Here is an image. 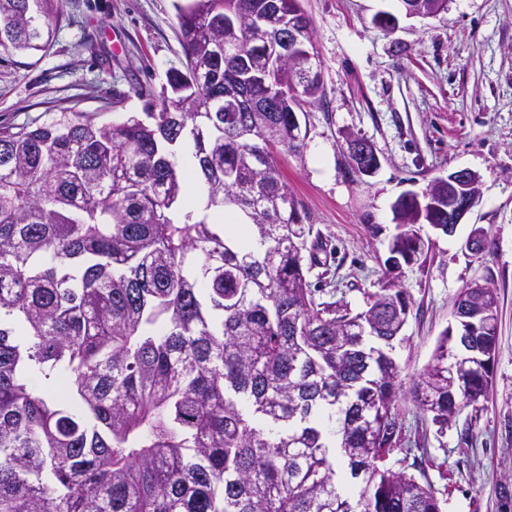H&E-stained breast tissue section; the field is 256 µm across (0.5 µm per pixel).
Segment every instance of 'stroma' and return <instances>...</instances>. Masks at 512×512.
<instances>
[{"instance_id":"1","label":"stroma","mask_w":512,"mask_h":512,"mask_svg":"<svg viewBox=\"0 0 512 512\" xmlns=\"http://www.w3.org/2000/svg\"><path fill=\"white\" fill-rule=\"evenodd\" d=\"M176 0H63L52 36L36 55H0V124L42 121L68 109L98 122L144 114L133 86L160 89L185 60ZM324 96L307 104L300 151H280V169L319 243L309 279L315 299L358 311L395 281L409 302L396 355L403 386L428 366L454 302L480 282L497 297V346L485 400L447 427L411 398L399 400L402 430L386 464L430 485L443 512H499L512 479V0H448L447 11L409 18L399 0H301ZM389 12L398 26L375 20ZM376 148L380 166L359 175L347 140ZM458 169L475 172L480 201L453 235L421 225L424 245L387 274L400 233L394 211ZM486 246L465 247L473 227Z\"/></svg>"}]
</instances>
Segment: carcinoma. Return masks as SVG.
<instances>
[{
	"label": "carcinoma",
	"instance_id": "carcinoma-1",
	"mask_svg": "<svg viewBox=\"0 0 512 512\" xmlns=\"http://www.w3.org/2000/svg\"><path fill=\"white\" fill-rule=\"evenodd\" d=\"M59 2L0 0V54L43 50ZM265 5H176L185 65L158 92L132 87L159 106L147 122L0 125V512H442L385 466L402 434V291L353 314L306 280L310 230L277 152L303 147L288 128L322 91L237 62L253 24L214 28ZM234 85L241 111H207ZM257 99L270 137L250 144ZM185 144L207 207L241 213L259 248L185 205ZM496 336L441 333L410 390L434 423L486 398Z\"/></svg>",
	"mask_w": 512,
	"mask_h": 512
}]
</instances>
